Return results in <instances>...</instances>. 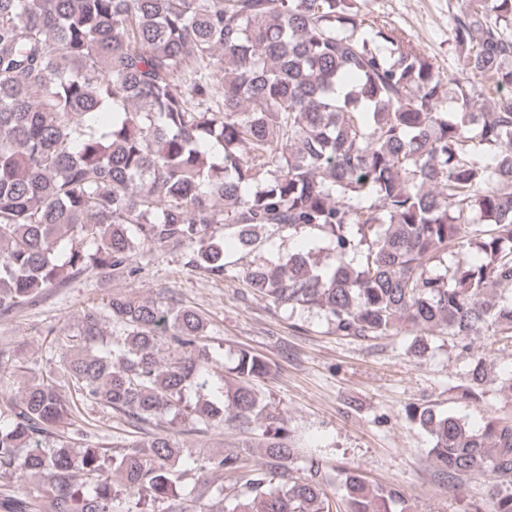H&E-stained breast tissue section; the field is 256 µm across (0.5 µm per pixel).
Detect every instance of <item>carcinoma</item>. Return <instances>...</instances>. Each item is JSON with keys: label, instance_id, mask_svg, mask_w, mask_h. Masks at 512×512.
I'll return each mask as SVG.
<instances>
[{"label": "carcinoma", "instance_id": "obj_1", "mask_svg": "<svg viewBox=\"0 0 512 512\" xmlns=\"http://www.w3.org/2000/svg\"><path fill=\"white\" fill-rule=\"evenodd\" d=\"M453 40L450 79L362 0H0V315L89 273L136 282L144 249L222 280L225 239L309 229L321 245L270 252L248 288L416 357L434 336L476 344L461 396L511 399L512 370L490 374L512 344V95L486 100L512 89V0H467ZM206 332L171 298L88 309L76 349L48 350L0 412V472L34 478L0 485V512H406L400 487L332 482L304 455L253 385L260 355L239 350L213 388ZM96 408L128 434L102 442ZM405 416L448 493L483 473L491 512H512V418ZM180 419L258 428L265 465L192 454Z\"/></svg>", "mask_w": 512, "mask_h": 512}]
</instances>
